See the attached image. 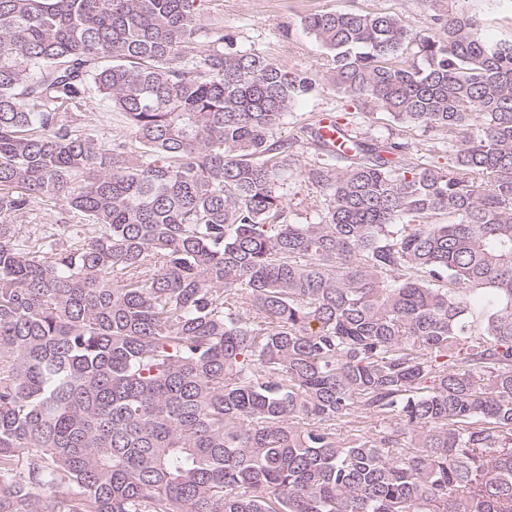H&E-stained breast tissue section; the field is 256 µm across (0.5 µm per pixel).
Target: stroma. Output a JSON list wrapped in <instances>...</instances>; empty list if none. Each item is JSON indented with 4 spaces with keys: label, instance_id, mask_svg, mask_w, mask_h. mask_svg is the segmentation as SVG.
Here are the masks:
<instances>
[{
    "label": "stroma",
    "instance_id": "1",
    "mask_svg": "<svg viewBox=\"0 0 512 512\" xmlns=\"http://www.w3.org/2000/svg\"><path fill=\"white\" fill-rule=\"evenodd\" d=\"M344 10L395 14L410 29L421 33L431 30L434 15L450 10L468 12L481 18L486 39H512V0H206L204 14L209 22L220 23L226 32L234 34L240 50L260 51L291 69H312L318 86L314 92L293 102L280 130L282 137H297L302 125L324 115L356 113L350 99L324 78L329 54L300 25L307 14ZM356 115L357 125L367 136L402 133L422 162L446 163L447 153L435 147L419 130L401 129L379 110L370 115ZM284 192L290 221L307 224L318 219L322 201L301 177L290 176Z\"/></svg>",
    "mask_w": 512,
    "mask_h": 512
}]
</instances>
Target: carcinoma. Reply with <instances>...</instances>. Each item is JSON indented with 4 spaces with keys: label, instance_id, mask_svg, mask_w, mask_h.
<instances>
[{
    "label": "carcinoma",
    "instance_id": "carcinoma-1",
    "mask_svg": "<svg viewBox=\"0 0 512 512\" xmlns=\"http://www.w3.org/2000/svg\"><path fill=\"white\" fill-rule=\"evenodd\" d=\"M201 2L0 0V512H512V41L304 17L338 92L450 162L347 117L300 171L313 74ZM86 124L96 128L100 136L106 140L124 136L127 133L122 117L96 94L94 89L89 91L87 104L82 112ZM288 199V219L294 223L307 224L318 220L322 201L316 197L314 189L297 174L288 177L284 185Z\"/></svg>",
    "mask_w": 512,
    "mask_h": 512
}]
</instances>
